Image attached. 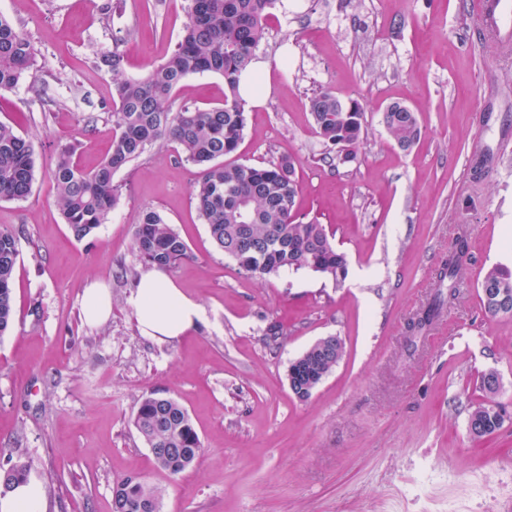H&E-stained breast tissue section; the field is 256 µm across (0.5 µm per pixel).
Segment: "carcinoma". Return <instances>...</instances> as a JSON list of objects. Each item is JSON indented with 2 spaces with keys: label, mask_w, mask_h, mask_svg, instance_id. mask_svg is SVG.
Wrapping results in <instances>:
<instances>
[{
  "label": "carcinoma",
  "mask_w": 512,
  "mask_h": 512,
  "mask_svg": "<svg viewBox=\"0 0 512 512\" xmlns=\"http://www.w3.org/2000/svg\"><path fill=\"white\" fill-rule=\"evenodd\" d=\"M281 0H189L184 35L173 52L145 76L127 78L124 55L118 50L103 59L113 85L112 122L115 132L108 154L87 170L76 157V146H64L53 170L56 202L72 236L93 237L108 222L122 195L114 175L145 150L162 140L178 146L186 162L200 168L191 190L192 200L207 224L217 249L239 269L264 280L283 271L302 269L332 278L340 288L348 260L336 247L334 233L316 219L304 220L295 207L298 184L295 162L283 157L267 166L224 163L242 141L246 101L239 94L240 76L255 59L268 20ZM36 51L23 30L0 15V95L13 91L34 69ZM214 73L224 78V103L209 108L186 107L172 111V97L180 83L194 74ZM313 129L330 161L357 158L364 117L363 106H343L330 90L309 100ZM383 126L401 150L420 138L417 117L408 106L392 103L382 113ZM35 158L32 143L12 125L0 122V200L19 201L32 192ZM142 262L169 269L190 257L180 234L157 211L143 212L134 233ZM468 238H456L436 272L437 287L455 296L458 278L467 262ZM19 257L16 233L0 230V338L14 325V275ZM505 291L512 300V268H488L479 286L481 308L489 317L512 318V303L505 307L489 299L485 289ZM442 297L409 324L413 332L432 324ZM339 336L334 345L317 342L289 365L290 378L303 389L298 399L309 398L321 378L336 367V352H344ZM494 372L481 375V398L471 402L468 433L480 440L499 430L505 415L489 407L496 392ZM135 429L150 448L156 464L171 476L189 469L203 452V443L186 409L163 393L144 397L134 417ZM162 490L130 477L115 488L114 512H147L145 504L160 503Z\"/></svg>",
  "instance_id": "cac0c4a2"
}]
</instances>
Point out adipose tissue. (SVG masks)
<instances>
[{
  "mask_svg": "<svg viewBox=\"0 0 512 512\" xmlns=\"http://www.w3.org/2000/svg\"><path fill=\"white\" fill-rule=\"evenodd\" d=\"M142 335L158 341L185 335L203 319V309L158 268L148 269L130 297Z\"/></svg>",
  "mask_w": 512,
  "mask_h": 512,
  "instance_id": "1",
  "label": "adipose tissue"
}]
</instances>
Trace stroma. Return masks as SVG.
Listing matches in <instances>:
<instances>
[{"instance_id":"35a3bbf8","label":"stroma","mask_w":512,"mask_h":512,"mask_svg":"<svg viewBox=\"0 0 512 512\" xmlns=\"http://www.w3.org/2000/svg\"><path fill=\"white\" fill-rule=\"evenodd\" d=\"M257 51L271 83L247 106L234 158L296 159L300 214L336 233L343 287L309 270L258 280L225 257L190 195L195 166L161 141L115 175L126 184L95 237L75 240L56 204L57 155L76 143L94 169L114 131L101 63L124 38L125 71L162 63L182 37L189 0H0L36 49L34 81L0 96V122L34 147L22 201H0V230L19 237L15 324L0 338V447L45 492V512H112L115 483L164 489L160 512H502L512 499V319L481 310L478 284L512 266V58L476 35L469 0H288ZM42 84L52 106L31 93ZM329 89L359 101L355 162L329 166L309 99ZM175 108L223 103L224 79L188 76ZM413 109L409 151L387 136L391 103ZM494 175L475 180L474 154ZM159 211L191 257L168 271L201 304L184 336L141 335L130 296L146 266L134 248L141 213ZM470 250L457 298L429 329L408 325L433 298V273L459 232ZM112 315L89 323L88 283ZM277 326L278 339L268 329ZM345 341L335 370L304 401L288 367L325 336ZM496 371L502 428L475 441L469 404ZM176 398L204 446L179 477L157 468L133 425L141 399ZM83 311L91 323L105 321L112 311V296L105 284L92 282L83 293Z\"/></svg>"}]
</instances>
